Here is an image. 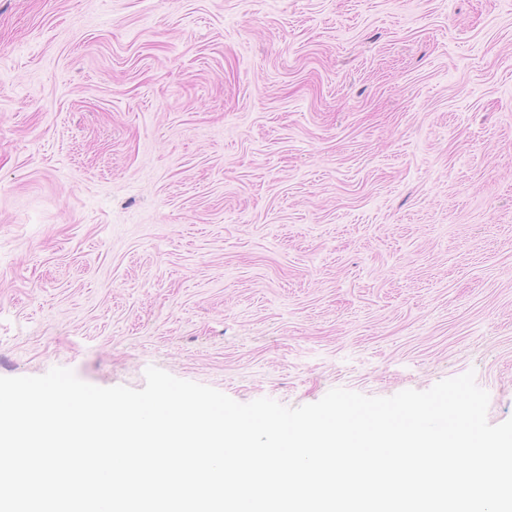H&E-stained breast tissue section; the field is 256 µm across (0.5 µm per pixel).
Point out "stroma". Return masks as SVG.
I'll use <instances>...</instances> for the list:
<instances>
[{
  "label": "stroma",
  "mask_w": 512,
  "mask_h": 512,
  "mask_svg": "<svg viewBox=\"0 0 512 512\" xmlns=\"http://www.w3.org/2000/svg\"><path fill=\"white\" fill-rule=\"evenodd\" d=\"M56 366L512 418V0H0V377Z\"/></svg>",
  "instance_id": "1"
}]
</instances>
